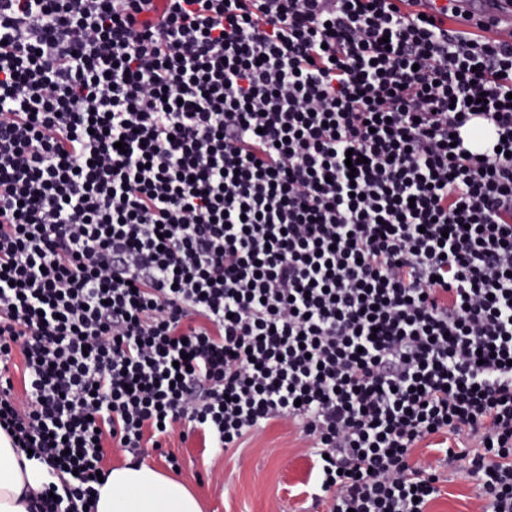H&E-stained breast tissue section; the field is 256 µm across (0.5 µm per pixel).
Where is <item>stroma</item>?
<instances>
[{"label": "stroma", "instance_id": "1", "mask_svg": "<svg viewBox=\"0 0 512 512\" xmlns=\"http://www.w3.org/2000/svg\"><path fill=\"white\" fill-rule=\"evenodd\" d=\"M180 460L178 479L199 497L203 512H309L301 493L310 460L294 428L269 427L243 447L210 455L198 441L174 448ZM472 482L452 476L431 512H477Z\"/></svg>", "mask_w": 512, "mask_h": 512}]
</instances>
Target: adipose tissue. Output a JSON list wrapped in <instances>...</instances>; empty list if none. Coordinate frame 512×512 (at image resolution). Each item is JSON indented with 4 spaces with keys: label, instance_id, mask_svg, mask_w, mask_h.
I'll return each instance as SVG.
<instances>
[{
    "label": "adipose tissue",
    "instance_id": "adipose-tissue-1",
    "mask_svg": "<svg viewBox=\"0 0 512 512\" xmlns=\"http://www.w3.org/2000/svg\"><path fill=\"white\" fill-rule=\"evenodd\" d=\"M46 466L19 460L0 434V512H28L23 496L50 482ZM96 512H201L196 495L180 480L145 465L113 468L99 489Z\"/></svg>",
    "mask_w": 512,
    "mask_h": 512
}]
</instances>
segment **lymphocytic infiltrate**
Listing matches in <instances>:
<instances>
[{"label": "lymphocytic infiltrate", "mask_w": 512, "mask_h": 512, "mask_svg": "<svg viewBox=\"0 0 512 512\" xmlns=\"http://www.w3.org/2000/svg\"><path fill=\"white\" fill-rule=\"evenodd\" d=\"M403 3L0 0L29 512L95 507L109 448L276 422L324 512H430L442 459L512 512V44Z\"/></svg>", "instance_id": "lymphocytic-infiltrate-1"}]
</instances>
